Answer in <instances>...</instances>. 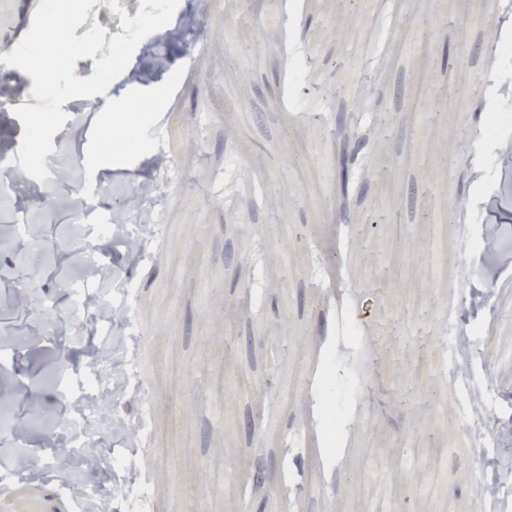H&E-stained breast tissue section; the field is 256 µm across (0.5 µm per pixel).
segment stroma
Segmentation results:
<instances>
[{"label":"stroma","mask_w":512,"mask_h":512,"mask_svg":"<svg viewBox=\"0 0 512 512\" xmlns=\"http://www.w3.org/2000/svg\"><path fill=\"white\" fill-rule=\"evenodd\" d=\"M250 14L251 0H180L96 109L63 104L45 166L72 180L17 182L0 202V496L137 512L148 484L149 512H512L486 503L487 451L466 446L442 381L450 325L472 330L470 377H501L491 413L512 429V370L492 358L512 349V323L458 305L512 285V168L496 164L512 127L478 133L512 113V95L494 93L512 88V19L497 0H296L286 14L267 0L263 22ZM297 54L311 61L301 80ZM145 99L135 142H113L99 169V127ZM110 220L136 252L100 234ZM489 224L492 254L479 245ZM90 262L119 282L91 288L77 327L62 285H84ZM112 308L124 319L108 332ZM330 355L342 427L327 450ZM95 365L111 393L86 388ZM81 404L82 430L112 441L96 481L50 467L46 435L69 441L62 421ZM18 452L46 471L7 466Z\"/></svg>","instance_id":"stroma-1"}]
</instances>
